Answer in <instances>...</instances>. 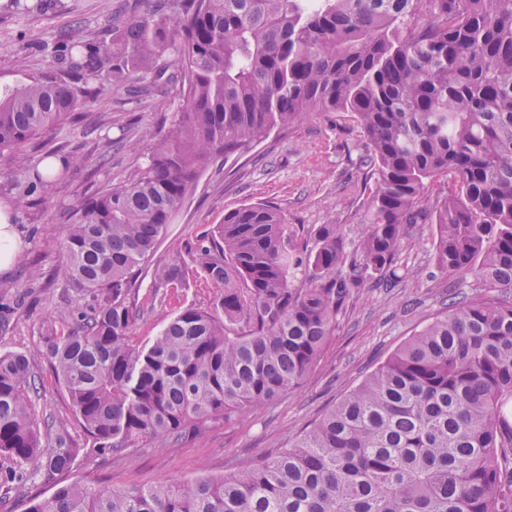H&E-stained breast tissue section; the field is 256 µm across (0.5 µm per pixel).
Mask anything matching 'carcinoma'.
Wrapping results in <instances>:
<instances>
[{
  "mask_svg": "<svg viewBox=\"0 0 512 512\" xmlns=\"http://www.w3.org/2000/svg\"><path fill=\"white\" fill-rule=\"evenodd\" d=\"M48 0H8L16 13ZM105 38L51 48L57 68L0 86V156L19 152L107 87L182 104L148 166L67 226L66 279L100 295L77 335L43 347L101 455L179 446L299 386L338 313L376 277L397 279L405 230L433 224L436 267L471 293L403 343L310 429L220 478L114 490L63 485L77 449L32 414L28 357L0 354V453L56 486L29 512H512V0H170ZM177 56L170 70L166 55ZM351 112L375 179L361 236L321 224L302 251L281 210L224 214L163 288L197 273L217 290L149 346L134 339L136 275L206 167L238 161L275 128ZM444 180L430 202L427 185ZM58 173L28 171L21 201Z\"/></svg>",
  "mask_w": 512,
  "mask_h": 512,
  "instance_id": "obj_1",
  "label": "carcinoma"
}]
</instances>
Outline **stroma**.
I'll use <instances>...</instances> for the list:
<instances>
[{
    "mask_svg": "<svg viewBox=\"0 0 512 512\" xmlns=\"http://www.w3.org/2000/svg\"><path fill=\"white\" fill-rule=\"evenodd\" d=\"M0 0V86L48 72L52 59L40 43L74 33L105 34L153 10L157 0H61L58 9L17 15ZM182 103L179 86L144 103L112 90L87 100L75 117L39 135L36 148L21 160L0 157V197L14 198V184L26 170L41 166L48 152L83 158L64 172L44 199L15 205L22 250L0 288V353L28 355L37 392V421L63 422L68 441L81 454L63 483L80 482L123 490L165 481L218 478L236 465L273 448L287 447L408 338L448 311V278L434 266L430 224L411 226L397 259L399 282L392 288L361 290L338 317L315 369L296 389L275 403L252 409L239 421L219 424L180 447L160 441L131 449L122 457L91 454V441L75 418L69 398L43 351L48 323L67 333L79 311L98 304L96 294L73 288L64 277L66 255L61 230L96 194L126 183L148 162L159 133L167 129ZM365 140L352 113L318 112L287 130H273L253 156L232 170L215 163L202 174L154 256L160 263L188 261L197 240L223 223L227 211L243 204L269 202L285 215L305 247L321 224L342 225L355 244L363 204L374 188L361 163ZM216 290L197 280L183 297H159L151 269H144L138 300L144 315L135 338L152 342L164 319L180 303L211 309Z\"/></svg>",
    "mask_w": 512,
    "mask_h": 512,
    "instance_id": "35a3bbf8",
    "label": "stroma"
}]
</instances>
